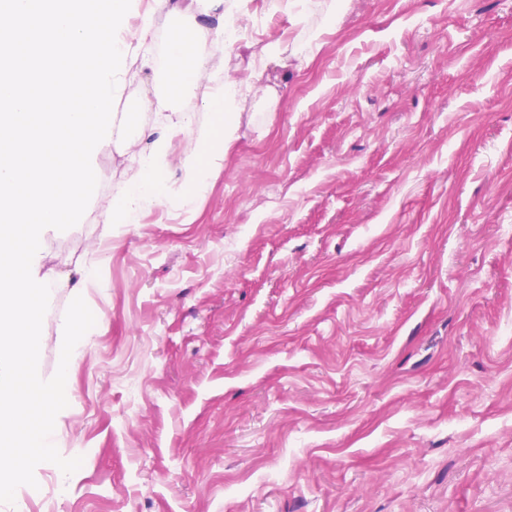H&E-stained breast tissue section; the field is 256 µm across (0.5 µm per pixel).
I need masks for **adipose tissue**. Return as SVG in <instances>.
<instances>
[{
	"mask_svg": "<svg viewBox=\"0 0 512 512\" xmlns=\"http://www.w3.org/2000/svg\"><path fill=\"white\" fill-rule=\"evenodd\" d=\"M185 136L196 143L194 152L187 154L182 166L184 180L196 188H203L204 171L198 162L199 155L210 154L212 135L210 129L195 125L190 114L177 113L167 125V131L146 151L138 150L136 139H129L128 148L138 169L135 179L112 199V221L116 224L136 223L144 209L164 202L166 186L163 176L170 165V146L175 137Z\"/></svg>",
	"mask_w": 512,
	"mask_h": 512,
	"instance_id": "obj_1",
	"label": "adipose tissue"
}]
</instances>
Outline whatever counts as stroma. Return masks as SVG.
Masks as SVG:
<instances>
[{
  "mask_svg": "<svg viewBox=\"0 0 512 512\" xmlns=\"http://www.w3.org/2000/svg\"><path fill=\"white\" fill-rule=\"evenodd\" d=\"M225 7L247 89L203 190L178 137L167 204L113 223L116 137L41 240L43 378L95 316L51 436L83 464L0 512H512V0ZM172 19L114 103L147 146Z\"/></svg>",
  "mask_w": 512,
  "mask_h": 512,
  "instance_id": "1",
  "label": "stroma"
}]
</instances>
